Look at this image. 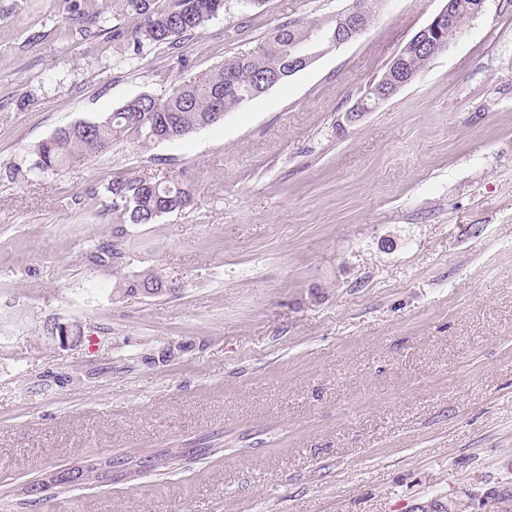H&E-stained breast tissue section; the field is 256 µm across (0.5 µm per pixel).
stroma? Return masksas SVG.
I'll return each instance as SVG.
<instances>
[{
	"instance_id": "35a3bbf8",
	"label": "stroma",
	"mask_w": 512,
	"mask_h": 512,
	"mask_svg": "<svg viewBox=\"0 0 512 512\" xmlns=\"http://www.w3.org/2000/svg\"><path fill=\"white\" fill-rule=\"evenodd\" d=\"M351 0H263L133 54L113 0H0V512H409L512 487V0H486L412 83L345 112L447 0H378L367 29L178 141L127 138L31 179L61 127L160 95ZM192 201L126 226L116 177ZM165 297L112 288L146 270ZM58 319L80 330L62 346ZM218 453L22 487L101 457ZM115 212L116 224L112 243L90 242L87 255L100 267H117L128 258L123 243L125 224H152L164 214L172 213L191 202V191L177 178L154 181L135 176L115 179L105 188Z\"/></svg>"
}]
</instances>
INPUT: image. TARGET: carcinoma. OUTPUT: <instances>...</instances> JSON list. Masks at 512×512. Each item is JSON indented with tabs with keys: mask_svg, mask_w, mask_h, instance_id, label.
<instances>
[{
	"mask_svg": "<svg viewBox=\"0 0 512 512\" xmlns=\"http://www.w3.org/2000/svg\"><path fill=\"white\" fill-rule=\"evenodd\" d=\"M227 0H167L162 7L158 0H115L117 12L133 22V26L112 29V38L123 39L134 48L147 44H167L180 48V38L199 29L224 13ZM478 0H453V13L441 33L440 47L447 48L472 18V5ZM336 18L313 19L305 26L283 22L274 26L257 50L234 56L214 67L196 80L172 87L162 96L132 104L125 103L116 111L92 122H78L58 129L41 142L36 150L37 162L30 175L55 173L70 163L107 149L112 142L134 137L142 144L175 141L212 125L210 117L215 106L227 113L263 92L268 75L288 80V50L309 40L314 29H330ZM433 58L425 51L411 49L397 68L413 76ZM115 212L116 224L111 243L91 242L87 255L100 267H116L128 258L124 248V226L153 224L165 214L191 202L186 184L173 178L154 181L135 176L115 179L106 187ZM168 279L159 272H150L118 283V291L135 294L142 288H165Z\"/></svg>",
	"mask_w": 512,
	"mask_h": 512,
	"instance_id": "cac0c4a2",
	"label": "carcinoma"
}]
</instances>
